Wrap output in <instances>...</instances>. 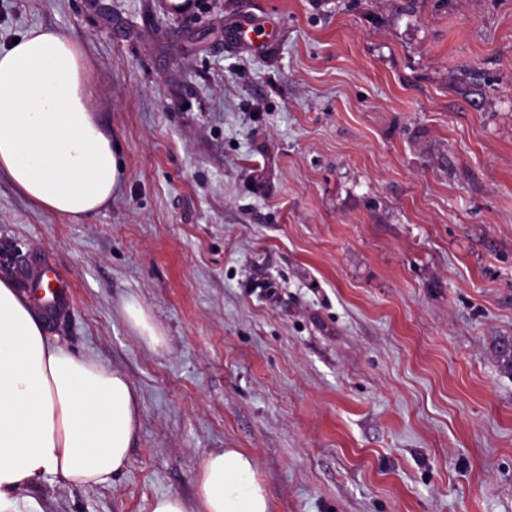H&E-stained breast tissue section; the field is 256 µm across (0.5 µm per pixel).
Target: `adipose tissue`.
Here are the masks:
<instances>
[{
    "label": "adipose tissue",
    "mask_w": 512,
    "mask_h": 512,
    "mask_svg": "<svg viewBox=\"0 0 512 512\" xmlns=\"http://www.w3.org/2000/svg\"><path fill=\"white\" fill-rule=\"evenodd\" d=\"M37 208L80 219L124 179L121 145L102 122L82 46L34 26L0 46V179ZM142 400L126 375L47 336L34 305L0 274V512H44L31 488L111 484L128 463ZM151 512H270L254 457L205 459L193 501L169 493Z\"/></svg>",
    "instance_id": "adipose-tissue-1"
}]
</instances>
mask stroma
<instances>
[{
  "mask_svg": "<svg viewBox=\"0 0 512 512\" xmlns=\"http://www.w3.org/2000/svg\"><path fill=\"white\" fill-rule=\"evenodd\" d=\"M38 25L125 176L80 221L1 178L0 272L68 276L49 334L143 401L125 470L45 512L193 500L217 448L271 512H512V0H0V45ZM122 314L137 336H141L149 345L159 347L164 343L163 331L138 300L126 301L122 307Z\"/></svg>",
  "mask_w": 512,
  "mask_h": 512,
  "instance_id": "obj_1",
  "label": "stroma"
}]
</instances>
